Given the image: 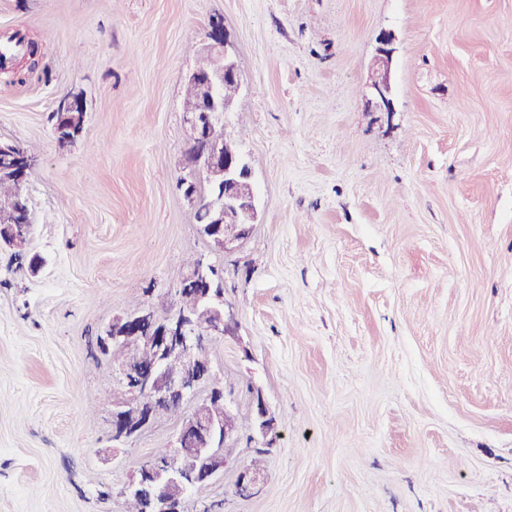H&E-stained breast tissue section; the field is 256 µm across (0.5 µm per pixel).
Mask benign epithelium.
<instances>
[{
	"instance_id": "benign-epithelium-1",
	"label": "benign epithelium",
	"mask_w": 512,
	"mask_h": 512,
	"mask_svg": "<svg viewBox=\"0 0 512 512\" xmlns=\"http://www.w3.org/2000/svg\"><path fill=\"white\" fill-rule=\"evenodd\" d=\"M208 39L210 72L204 75L194 69L185 77L198 87L201 104L185 113L191 147L178 185L192 206L206 211L203 235L214 247L227 252L251 233L257 206L249 163L229 133L222 137L213 133L215 128L227 123L234 105V100L224 97L219 88L227 82L241 86L233 43L223 18L215 17L210 21ZM377 41L381 64L375 71L370 89L376 111L392 113L387 77L392 36L383 33ZM56 116L58 141L69 143L82 135L86 111L79 95L70 92L61 98ZM15 159L12 146L0 141V169H16ZM202 177L207 178L213 189L204 199L194 191ZM226 224H237L239 230L226 231ZM0 232L10 238L17 249L27 244L26 227L14 212L0 211ZM207 266L208 263L199 260L181 282L179 291H190L196 298L193 308H181L161 319L152 307L146 306L113 319L105 331L106 342L114 346L140 348L153 354L149 364L142 363L134 355L121 364L123 397L113 402L112 440L122 441L134 436L153 421L157 410L181 406L211 379L210 364L203 352L208 342L229 333L230 325L226 320L224 291L212 287L207 280ZM255 419L259 421L262 436H268L273 430V422L267 418L260 397L257 398ZM222 420V416L211 410L210 398L203 399L183 421L176 448L163 461L141 466L122 494L133 495L149 483L156 491L154 512H180L185 495L210 482L224 467V442L230 434L222 430ZM188 434L197 437V447H183ZM255 482L256 472L243 469L237 481L238 492L242 495L251 493Z\"/></svg>"
}]
</instances>
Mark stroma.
Wrapping results in <instances>:
<instances>
[{
    "label": "stroma",
    "instance_id": "obj_1",
    "mask_svg": "<svg viewBox=\"0 0 512 512\" xmlns=\"http://www.w3.org/2000/svg\"><path fill=\"white\" fill-rule=\"evenodd\" d=\"M215 16L257 196L228 252L177 186ZM16 31L38 53L24 83L0 73V138L35 160L33 228L0 248V512H123L175 446L206 389L113 441L97 338L154 297L176 311L192 257L224 270L237 326L206 353L239 428L185 512H512V0H0ZM382 32L390 116L365 107ZM70 92L86 119L62 144ZM55 114L58 118L55 134L59 142H74L82 135L86 111L79 94L70 92L61 98Z\"/></svg>",
    "mask_w": 512,
    "mask_h": 512
}]
</instances>
